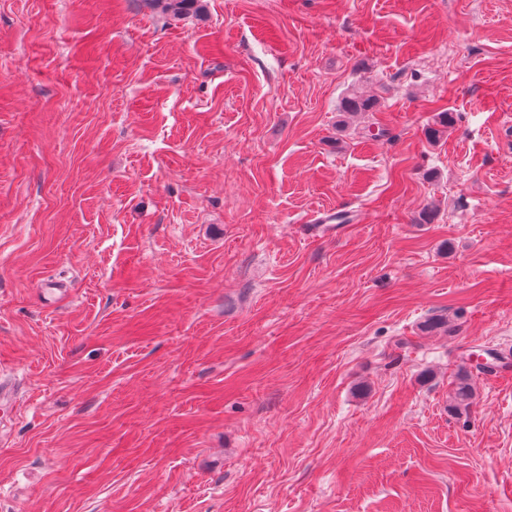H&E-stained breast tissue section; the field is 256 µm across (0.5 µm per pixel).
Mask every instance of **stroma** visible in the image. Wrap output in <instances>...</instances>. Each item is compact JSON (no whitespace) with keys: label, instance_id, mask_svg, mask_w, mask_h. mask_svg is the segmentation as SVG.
I'll use <instances>...</instances> for the list:
<instances>
[{"label":"stroma","instance_id":"obj_1","mask_svg":"<svg viewBox=\"0 0 512 512\" xmlns=\"http://www.w3.org/2000/svg\"><path fill=\"white\" fill-rule=\"evenodd\" d=\"M205 4L0 0V512H512V0ZM150 7L159 13L181 19L187 15L197 13L202 8L203 0H145ZM377 107L378 103L375 98L366 97L357 90H353L342 99L339 111L351 115L359 112H375ZM470 374L465 366H461L456 374L454 398V410L467 412L473 399V387L470 382Z\"/></svg>","mask_w":512,"mask_h":512}]
</instances>
